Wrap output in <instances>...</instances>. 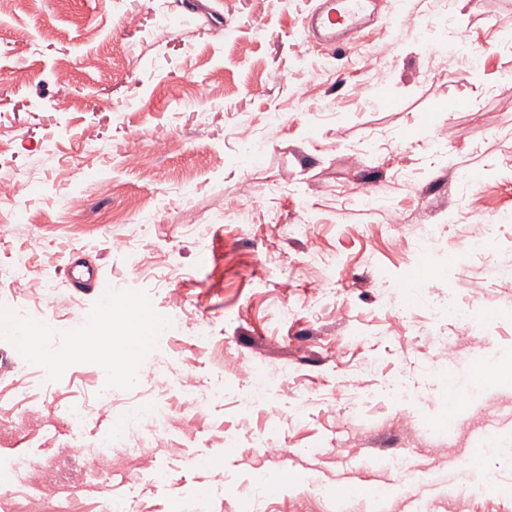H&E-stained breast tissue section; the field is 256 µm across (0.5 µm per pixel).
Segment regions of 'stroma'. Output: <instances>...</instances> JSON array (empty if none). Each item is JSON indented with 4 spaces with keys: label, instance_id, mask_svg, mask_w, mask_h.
Here are the masks:
<instances>
[{
    "label": "stroma",
    "instance_id": "stroma-1",
    "mask_svg": "<svg viewBox=\"0 0 512 512\" xmlns=\"http://www.w3.org/2000/svg\"><path fill=\"white\" fill-rule=\"evenodd\" d=\"M315 0H0V139L6 176L35 183L25 202L0 201V289L27 257L55 289L33 316L62 328L55 366L21 363L14 334L0 330V406L19 408L29 429L0 430V472L44 467L43 494L60 512H106L107 490L82 488L85 460L62 455L71 437L90 447L142 403L176 404L185 379L224 389L202 423L175 422L167 447L141 427L137 447L100 463L130 483L131 512H176L208 501L211 512H366L362 497L337 504V489L408 482L406 471H352V461L408 452L434 512H512V451H493L472 469L470 440L512 402V224L491 253L461 257L463 235L491 212L512 214V0H408L415 27L374 23L346 46H320L301 28ZM110 66H102L103 58ZM319 72L321 81L309 80ZM157 139L173 142L155 155ZM139 152L143 167L125 158ZM73 175L61 185V171ZM110 178L102 195L87 173ZM482 182L471 183L467 173ZM373 182L374 199L356 193ZM249 196H242V188ZM243 201L245 217L229 205ZM304 225L280 238L279 224ZM206 225V237L195 228ZM441 238L419 241L420 227ZM130 238L140 268L111 247ZM432 276L408 292L421 249ZM208 261H201V251ZM290 263H276L278 254ZM337 259L334 292L310 305L321 265ZM82 256L158 317L170 292L184 300L182 330L130 374L106 370L81 343L100 322L72 326L97 302L71 288L67 265ZM404 307L387 309L379 282ZM478 304L497 313L460 336L455 319L431 306ZM349 316L339 319L338 305ZM209 320L211 337L197 336ZM490 356L497 379L465 406L461 443L424 441L421 417L446 415L447 371L462 376ZM273 370L263 405L244 412L251 389L238 372ZM169 378L154 388L152 372ZM404 385L409 399L396 394ZM109 392L111 403L95 399ZM358 394L357 411L348 397ZM91 410L80 425L69 413ZM279 445L267 456L260 440ZM207 466H197V459ZM303 469L306 485L286 486ZM275 485L256 491V472Z\"/></svg>",
    "mask_w": 512,
    "mask_h": 512
}]
</instances>
